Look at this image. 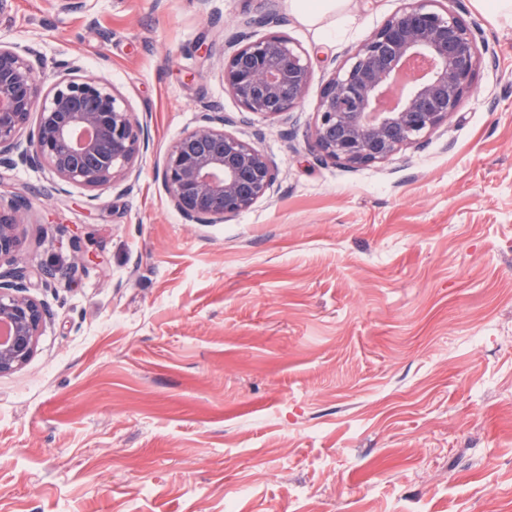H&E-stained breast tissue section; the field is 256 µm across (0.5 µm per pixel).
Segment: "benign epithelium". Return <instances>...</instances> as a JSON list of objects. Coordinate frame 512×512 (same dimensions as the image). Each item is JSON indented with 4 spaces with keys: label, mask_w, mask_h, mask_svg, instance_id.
Listing matches in <instances>:
<instances>
[{
    "label": "benign epithelium",
    "mask_w": 512,
    "mask_h": 512,
    "mask_svg": "<svg viewBox=\"0 0 512 512\" xmlns=\"http://www.w3.org/2000/svg\"><path fill=\"white\" fill-rule=\"evenodd\" d=\"M409 0L365 39L348 64L322 86L313 150L350 168L383 162L425 137L456 112L478 65L476 27ZM224 59V86L242 112L276 119L303 102L312 70L286 36L239 33ZM44 62L0 44V168L48 165L66 183L111 184L130 171L148 143L147 130L123 98L100 78L63 74L45 92ZM35 125L21 130L32 113ZM205 113L170 149L163 180L176 209L198 224H216L249 209L276 179V164L254 144ZM25 199L0 194V262L20 245L15 214ZM26 270H0V375L32 357L47 310L26 294Z\"/></svg>",
    "instance_id": "1"
}]
</instances>
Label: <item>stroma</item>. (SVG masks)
<instances>
[{
  "instance_id": "1",
  "label": "stroma",
  "mask_w": 512,
  "mask_h": 512,
  "mask_svg": "<svg viewBox=\"0 0 512 512\" xmlns=\"http://www.w3.org/2000/svg\"><path fill=\"white\" fill-rule=\"evenodd\" d=\"M407 0H347L337 39L288 0H0V43L108 81L147 126L130 189L0 168L49 318L0 376V512H512V20L421 148L352 169L310 148L323 83ZM277 15L313 73L278 121L232 125L270 193L191 224L163 185L222 62ZM52 268L54 279L43 272Z\"/></svg>"
}]
</instances>
